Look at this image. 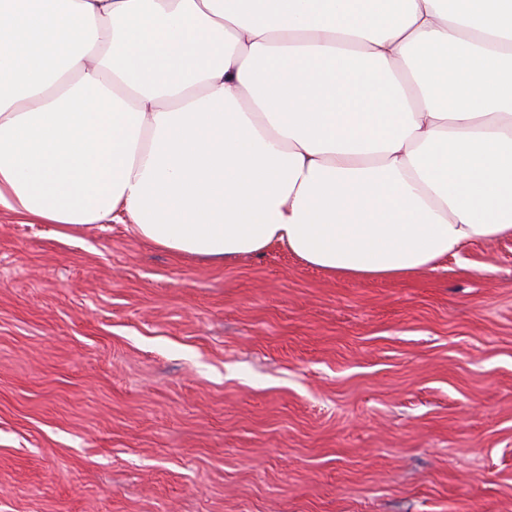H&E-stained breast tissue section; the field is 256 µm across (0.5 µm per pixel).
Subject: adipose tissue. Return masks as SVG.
<instances>
[{"label": "adipose tissue", "mask_w": 512, "mask_h": 512, "mask_svg": "<svg viewBox=\"0 0 512 512\" xmlns=\"http://www.w3.org/2000/svg\"><path fill=\"white\" fill-rule=\"evenodd\" d=\"M0 207L436 270L512 237V0H0Z\"/></svg>", "instance_id": "adipose-tissue-1"}]
</instances>
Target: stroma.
Masks as SVG:
<instances>
[{
    "instance_id": "35a3bbf8",
    "label": "stroma",
    "mask_w": 512,
    "mask_h": 512,
    "mask_svg": "<svg viewBox=\"0 0 512 512\" xmlns=\"http://www.w3.org/2000/svg\"><path fill=\"white\" fill-rule=\"evenodd\" d=\"M0 211V512H512V237L405 280Z\"/></svg>"
}]
</instances>
